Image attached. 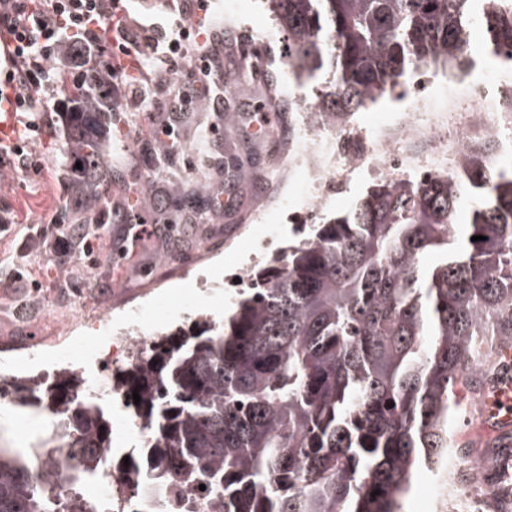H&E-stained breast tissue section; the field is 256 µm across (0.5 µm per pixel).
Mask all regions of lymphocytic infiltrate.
Instances as JSON below:
<instances>
[{
	"label": "lymphocytic infiltrate",
	"instance_id": "f902f5d3",
	"mask_svg": "<svg viewBox=\"0 0 512 512\" xmlns=\"http://www.w3.org/2000/svg\"><path fill=\"white\" fill-rule=\"evenodd\" d=\"M123 0H0V104H13L15 112L50 116L74 112L78 106L51 103L43 95L58 74L75 75L78 82L112 91L117 79H124L130 101L144 97L138 78L126 77L121 67L104 64L107 55L105 33L112 26ZM194 10L186 0L182 21L167 28L153 23L143 39L117 34V49L130 56L157 55L165 72L174 71L185 41L193 27L187 19Z\"/></svg>",
	"mask_w": 512,
	"mask_h": 512
}]
</instances>
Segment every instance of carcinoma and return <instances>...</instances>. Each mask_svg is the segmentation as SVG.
<instances>
[{
    "instance_id": "cac0c4a2",
    "label": "carcinoma",
    "mask_w": 512,
    "mask_h": 512,
    "mask_svg": "<svg viewBox=\"0 0 512 512\" xmlns=\"http://www.w3.org/2000/svg\"><path fill=\"white\" fill-rule=\"evenodd\" d=\"M288 34V62L316 100L356 112L387 94L414 59L448 51L473 65L477 25L495 58L512 47V0H269ZM68 135L83 167L71 224L112 217V167L95 91L75 82ZM466 227L454 231L463 191ZM285 257L248 273L230 314L159 338L147 359L112 379L157 428V464L129 471L137 494L201 483L212 512H401L419 468L454 444V389L482 344L512 345V173L470 157L422 185L375 184L348 212L302 225ZM484 241H471L474 236ZM440 261L425 266L427 255ZM49 414L64 421L66 474L52 467L58 431L26 449L0 447V512H62L61 479L98 512L93 490L117 471L97 457L112 425L77 408L87 392L69 367L54 374ZM37 377L0 379L29 405ZM36 451L43 470L26 461ZM379 495L372 496V492Z\"/></svg>"
}]
</instances>
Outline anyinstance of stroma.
<instances>
[{
	"label": "stroma",
	"mask_w": 512,
	"mask_h": 512,
	"mask_svg": "<svg viewBox=\"0 0 512 512\" xmlns=\"http://www.w3.org/2000/svg\"><path fill=\"white\" fill-rule=\"evenodd\" d=\"M237 2L209 0L207 12L192 17L198 35L186 45L182 66L170 79H163L149 60L132 70L133 75H144L147 87L159 88L165 97L179 83L195 84L199 95L189 112L173 118L164 112L151 113L146 107L123 103L112 115V204L128 209L132 221L143 225L165 217L173 237L172 253L151 255L153 240L149 237L122 246L120 236L124 227L112 223L105 225L93 240L90 254H78L65 266L58 264L42 228L75 200L74 193L63 181V170L50 163L53 155L74 154L66 136V116L54 114L55 132L51 135H39L27 127H19L17 141L22 142L26 156L40 162L41 170L36 174L25 172L15 160L0 165V212L16 218L15 223L0 229V258L7 259L9 270L23 275L18 289L0 288V337L16 339L25 335L29 324L49 321V309L45 306L38 304L23 313L18 309L20 301L46 295L54 308L60 310L74 299L87 308L102 309L117 293L152 277L170 283L168 306L153 318L160 329L183 323L186 315L195 311L217 317L230 306L236 293L235 288L224 283L227 273L259 269L272 257L274 249L297 240L296 225L282 215L273 222L275 237L271 246L258 245L248 251L232 241L238 225L261 194L271 192L269 178L277 169V158L274 153L262 151L249 133L225 122L223 113L213 106L214 90L208 89L206 77L194 64L201 52H219L224 57L225 71L221 81L235 88L231 109L249 110L257 115L265 110L273 111L269 86L244 74L238 61L228 55V43L243 25L250 23L273 33L276 49L273 71L285 81L293 79L288 69V35L266 11L264 0H252L253 10L248 17L237 10ZM145 124L154 130L168 124L173 127L167 140L169 151L164 173L150 182L144 176L153 167L159 139L142 134L141 127ZM232 164L240 167L241 203L234 209L213 212L212 190L217 183L225 181L226 170ZM176 178L190 182L193 201L171 200L169 186ZM145 191L158 200L157 208L136 207V200ZM208 242L223 243L224 253L212 261L198 262L197 253ZM180 259L203 275L205 287L191 288L176 280V262ZM103 274L110 284L105 293L97 288V280ZM98 335L97 329L86 328L69 347L17 363L9 355L0 354V367L12 365L21 376L50 372L73 361L80 355L82 345L93 343Z\"/></svg>",
	"instance_id": "35a3bbf8"
}]
</instances>
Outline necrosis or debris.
Masks as SVG:
<instances>
[{
    "label": "necrosis or debris",
    "mask_w": 512,
    "mask_h": 512,
    "mask_svg": "<svg viewBox=\"0 0 512 512\" xmlns=\"http://www.w3.org/2000/svg\"><path fill=\"white\" fill-rule=\"evenodd\" d=\"M403 84V93L388 98V118L363 136L354 133V114L331 117L317 112L293 86L280 94L275 108L293 113L295 133L286 140L289 150L275 178L278 196L252 214L249 225L239 232L238 244L253 245L254 225L268 223L279 210L278 197L290 192L306 191V211L311 217L321 216L337 170L368 177L381 173L422 184L447 177L468 156L488 157L512 147L511 65L501 66L492 79L478 80L470 72L430 59L413 63ZM166 298L161 288L150 301L131 304L128 320L113 325L105 347L89 350L76 361L90 386L82 405L93 410L106 405L109 418L117 422L110 455L141 467L152 459L155 431L141 420L123 391L111 388L110 377L149 354L159 332L147 323ZM451 465L464 476L454 512H496L512 491L508 465L487 473L465 450L452 457ZM100 499L101 512H154L157 493L151 489L130 494L116 478L103 485Z\"/></svg>",
    "instance_id": "1"
}]
</instances>
